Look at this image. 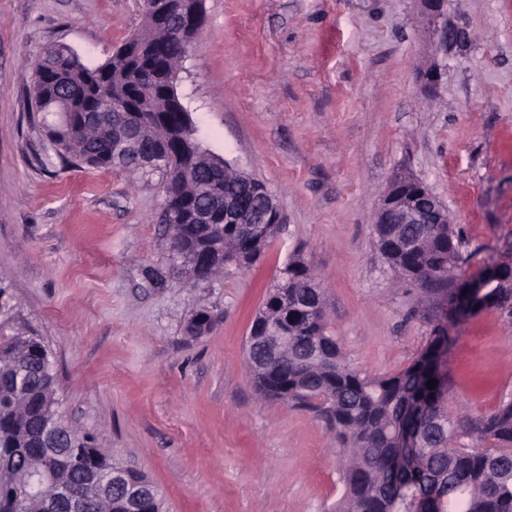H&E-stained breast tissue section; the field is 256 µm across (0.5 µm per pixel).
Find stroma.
I'll return each instance as SVG.
<instances>
[{"instance_id": "35a3bbf8", "label": "stroma", "mask_w": 512, "mask_h": 512, "mask_svg": "<svg viewBox=\"0 0 512 512\" xmlns=\"http://www.w3.org/2000/svg\"><path fill=\"white\" fill-rule=\"evenodd\" d=\"M204 9L177 93L202 147L273 195L281 223L265 254L188 289L167 252L160 174L35 159V61L61 44L104 63L140 28L143 0H0V286L51 351L67 425L144 471L166 512H331L336 441L312 411L258 395L244 359L252 318L299 257L351 363L406 368L439 311L375 244L398 172L447 207L468 273L512 256V0H447L460 39L436 57L418 0ZM434 61L431 95L419 72ZM201 306L216 320L193 338L185 324ZM450 334L448 410L467 445L512 399V315L486 308Z\"/></svg>"}]
</instances>
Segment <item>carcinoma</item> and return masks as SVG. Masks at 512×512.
<instances>
[{
  "mask_svg": "<svg viewBox=\"0 0 512 512\" xmlns=\"http://www.w3.org/2000/svg\"><path fill=\"white\" fill-rule=\"evenodd\" d=\"M142 47L116 53L103 64L86 67L64 45L45 48L34 64L36 109L55 106L70 113V121L56 124L40 119L50 149L68 162L94 169L129 170L162 176L161 205L173 199L191 201L202 209L224 206V200L254 195V185L224 165L194 138L192 123L177 113L186 111L180 97L167 93V76L179 73L183 62L177 32L158 29L151 17L141 27ZM126 98L150 112H168L170 125L141 130L150 146L165 141L177 163L166 160L143 167L129 160L113 162L126 151L127 128L115 109ZM171 230L168 252L197 257L209 249L210 236L193 235L178 223ZM258 225L244 216L232 227L217 226L224 236V254L212 258L213 273H224L234 253L247 249L250 240L268 247L275 231L258 233ZM378 251L400 280L418 285L425 297H442L448 306L469 299V289L458 287L465 261L463 239L452 224L374 225ZM306 272L304 283H288V304L324 303V288ZM448 343V332L436 336L404 370L374 377L365 374L342 354L335 337L327 334L324 318L312 320L288 337V349L270 358L264 336L254 335L245 345L246 363L255 388L264 398L290 402L309 409L333 433L344 454L343 493L334 512H420L417 502L426 497L425 512H512V400L502 403L474 431L482 448L459 442L448 413L447 383L432 366L434 352ZM49 350L41 337L14 326V316L0 306V512H38L32 487L40 471L49 469L58 480L94 483L78 473L76 463L90 447L89 436L69 432V447L45 449L49 417L58 405L55 377L39 372ZM433 380L435 387H427ZM421 401L423 414L411 425L421 429L419 448L398 481L389 478L400 449L394 423L407 398ZM89 512H124L121 496L111 501L89 500Z\"/></svg>",
  "mask_w": 512,
  "mask_h": 512,
  "instance_id": "carcinoma-1",
  "label": "carcinoma"
}]
</instances>
